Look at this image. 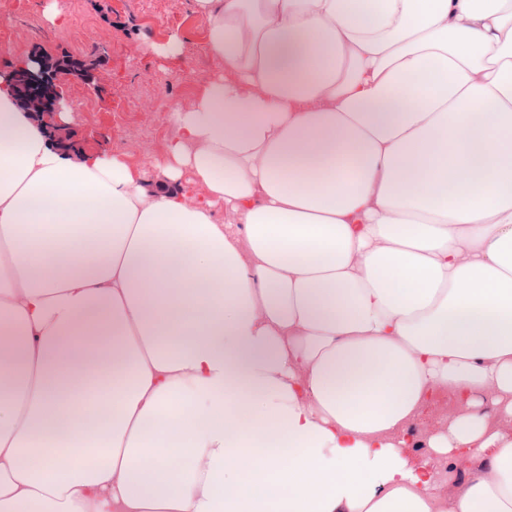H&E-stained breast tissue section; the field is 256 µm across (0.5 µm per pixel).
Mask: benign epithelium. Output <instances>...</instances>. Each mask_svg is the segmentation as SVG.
<instances>
[{
    "mask_svg": "<svg viewBox=\"0 0 512 512\" xmlns=\"http://www.w3.org/2000/svg\"><path fill=\"white\" fill-rule=\"evenodd\" d=\"M32 59L33 65L13 67L8 76L24 108L35 114L53 115L62 97L59 83L67 74L58 71L43 55L36 54Z\"/></svg>",
    "mask_w": 512,
    "mask_h": 512,
    "instance_id": "1",
    "label": "benign epithelium"
}]
</instances>
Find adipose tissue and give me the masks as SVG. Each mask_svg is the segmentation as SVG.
<instances>
[{"mask_svg":"<svg viewBox=\"0 0 512 512\" xmlns=\"http://www.w3.org/2000/svg\"><path fill=\"white\" fill-rule=\"evenodd\" d=\"M194 12L152 170L0 77V512H512V0ZM457 410V402L451 395L448 393L437 394L424 411L419 427L433 428L447 423Z\"/></svg>","mask_w":512,"mask_h":512,"instance_id":"adipose-tissue-1","label":"adipose tissue"}]
</instances>
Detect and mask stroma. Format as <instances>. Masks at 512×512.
<instances>
[{"mask_svg":"<svg viewBox=\"0 0 512 512\" xmlns=\"http://www.w3.org/2000/svg\"><path fill=\"white\" fill-rule=\"evenodd\" d=\"M50 11L58 13V24L47 21ZM0 26L11 31L9 45L0 48V70L34 53L85 60L100 97L123 101L122 109L93 112L80 86L64 87V97L78 111L56 143L75 155L120 153L131 165H149L177 137L170 112L187 107L221 70L194 0H29L19 8H0ZM173 38L181 53L161 55L160 47ZM162 85L168 96L159 95Z\"/></svg>","mask_w":512,"mask_h":512,"instance_id":"1","label":"stroma"}]
</instances>
